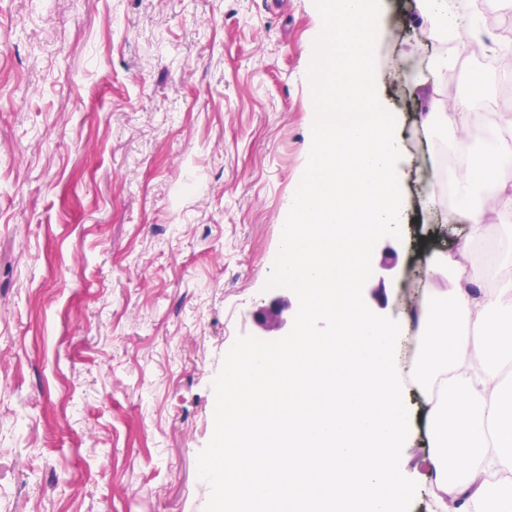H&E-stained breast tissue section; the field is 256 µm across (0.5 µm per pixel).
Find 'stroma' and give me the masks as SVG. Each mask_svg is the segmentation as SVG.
Masks as SVG:
<instances>
[{
    "instance_id": "35a3bbf8",
    "label": "stroma",
    "mask_w": 512,
    "mask_h": 512,
    "mask_svg": "<svg viewBox=\"0 0 512 512\" xmlns=\"http://www.w3.org/2000/svg\"><path fill=\"white\" fill-rule=\"evenodd\" d=\"M320 0H0V512H211L204 464L231 361L287 349L307 300L279 279L307 186ZM418 0H387L372 48L396 118L404 219L368 243L355 294L409 319L423 244L452 252L418 189L461 132L426 124L456 78ZM288 324L253 314L275 297ZM393 477L431 512L415 463Z\"/></svg>"
}]
</instances>
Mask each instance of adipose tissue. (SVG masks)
I'll return each mask as SVG.
<instances>
[{
    "mask_svg": "<svg viewBox=\"0 0 512 512\" xmlns=\"http://www.w3.org/2000/svg\"><path fill=\"white\" fill-rule=\"evenodd\" d=\"M343 18L339 31L319 26L314 63L339 62L346 73L338 116L321 98L312 110L320 134L311 147L321 177L289 199L281 240V276L307 288V314L288 356L252 355L233 364L225 381L224 425L205 467L216 487L213 512H403L406 495L393 479L398 448L416 429L401 395L395 340L415 335L413 372L426 400L427 483L435 512L448 499L460 512H512V484L490 489L475 477L512 468V384L494 383L512 364V278L495 290L483 269L467 267L488 220L472 195L491 188L496 224H512V114L496 113L489 133L463 141L459 204L446 223L465 222L455 252L432 253L427 286L413 328L383 325L360 308L355 290L368 266L367 243L397 223L399 148L394 119L373 91L370 45L379 34L384 0H329ZM355 207L348 228L340 201ZM335 317L352 341L329 366L326 346L309 322Z\"/></svg>",
    "mask_w": 512,
    "mask_h": 512,
    "instance_id": "1",
    "label": "adipose tissue"
}]
</instances>
